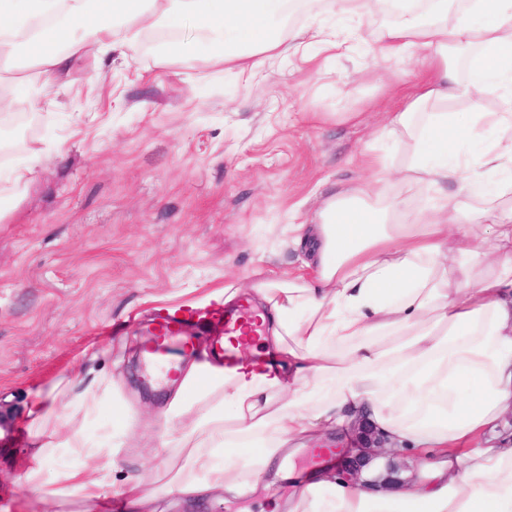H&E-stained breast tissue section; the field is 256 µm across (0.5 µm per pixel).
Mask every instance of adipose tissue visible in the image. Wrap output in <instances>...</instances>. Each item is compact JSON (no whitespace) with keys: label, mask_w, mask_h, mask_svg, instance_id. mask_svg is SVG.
Masks as SVG:
<instances>
[{"label":"adipose tissue","mask_w":512,"mask_h":512,"mask_svg":"<svg viewBox=\"0 0 512 512\" xmlns=\"http://www.w3.org/2000/svg\"><path fill=\"white\" fill-rule=\"evenodd\" d=\"M299 0H0V72L16 87L35 79L67 83L74 66L98 53L135 52L144 31L162 29L166 56H184L177 35L193 28L225 64L242 70L278 55L283 20ZM449 0L386 28L375 56L411 51L428 79L379 130L409 139L395 172L344 184L288 227L304 255L303 274L247 278L198 304L233 306L253 292L266 328L261 356L237 354L231 367L191 361L164 411L156 445L188 449L192 479L172 477L159 493L125 480V512L157 495L191 506L215 493L244 494L251 475L273 471L293 491L288 512H512V112L497 113L501 138L484 142L480 168L457 145L483 129L482 101L497 89L512 97V0H466L456 21ZM463 100L466 116L439 111ZM496 187L487 190V177ZM460 180L469 198L448 204L443 186ZM432 191L414 209L407 188ZM102 381L72 391L62 406L28 411L31 464L24 481L48 512L72 496L106 494L99 470L120 446L90 445L68 428L72 411L101 406ZM201 414L186 425L188 405ZM389 439L399 454L397 484L383 491L384 460L368 461L348 481L325 467L284 469L301 444L321 445L353 417ZM230 448L250 454L237 462ZM58 453L86 458L54 472Z\"/></svg>","instance_id":"1"}]
</instances>
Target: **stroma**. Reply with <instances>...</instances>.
<instances>
[{
  "mask_svg": "<svg viewBox=\"0 0 512 512\" xmlns=\"http://www.w3.org/2000/svg\"><path fill=\"white\" fill-rule=\"evenodd\" d=\"M394 12L358 18L338 0H304L290 14L278 57L253 72L227 69L194 43L190 60L159 62L162 30L147 52L91 56L68 86L17 93L0 117V506L44 512L22 477L29 404L59 381L106 378L111 404L78 412L73 427L122 449L107 481L144 488L190 478L186 452L154 449L165 391L135 357L157 315L180 309L252 272L278 279L302 269L287 227L340 184L397 168L410 141L378 139L424 67L401 53H369ZM343 45L301 47L312 22ZM39 158H32V151ZM30 169L18 186L3 172ZM288 485L261 477L256 491L215 497L195 512H280Z\"/></svg>",
  "mask_w": 512,
  "mask_h": 512,
  "instance_id": "stroma-1",
  "label": "stroma"
}]
</instances>
